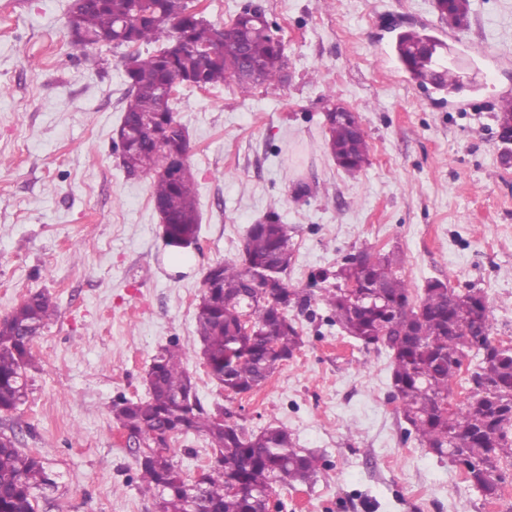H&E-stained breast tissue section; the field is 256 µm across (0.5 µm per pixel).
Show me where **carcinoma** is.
Wrapping results in <instances>:
<instances>
[{
  "label": "carcinoma",
  "mask_w": 512,
  "mask_h": 512,
  "mask_svg": "<svg viewBox=\"0 0 512 512\" xmlns=\"http://www.w3.org/2000/svg\"><path fill=\"white\" fill-rule=\"evenodd\" d=\"M192 0H71L68 28L97 45L133 48L122 56L128 85L122 122L137 133L126 146L122 167L129 176L151 178V198L166 222L165 246L187 249L198 239L200 211L189 165L173 178L162 172L166 156L187 159L189 141L175 121L164 91L174 80L209 90L235 83L247 91L283 80L284 45L268 20L243 8L224 31V49L203 51L216 27L189 12ZM450 27L467 20L469 0H442ZM447 45L425 31L400 34L395 54L410 78L448 93L462 88L459 76L442 64ZM325 139L336 163L356 176L368 163L369 145L349 117L325 125ZM295 250L274 209L248 228L241 259L218 262L206 272L195 310L201 355L212 380L228 395L260 388L304 344L288 308L309 307L310 296L284 286V297L257 298L253 271L269 267L278 276ZM403 258L364 245L336 269L312 273L323 284L329 322L363 346L382 347L391 359L392 397L419 444L453 464H470L465 481L493 503L502 494L503 460L512 458V350H498L490 306L472 288L456 292L439 281L421 294L399 274ZM54 315L49 294H29L0 319V414L18 409L28 390L34 339ZM249 316L253 331H244ZM479 358L470 373L468 397L452 402L459 363ZM178 343L162 348L146 372L147 396L121 398L114 419L138 441L142 488L153 493L157 512H185L191 488L199 490L200 512H267L278 483L306 484L319 460L296 446L288 429L266 427L250 433L231 411L209 412L183 366ZM190 430L215 449L214 461L192 481L184 479L170 456L172 440ZM52 484L43 461L22 452L14 438L0 433V512H36L35 492Z\"/></svg>",
  "instance_id": "cac0c4a2"
}]
</instances>
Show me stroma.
<instances>
[{"instance_id": "35a3bbf8", "label": "stroma", "mask_w": 512, "mask_h": 512, "mask_svg": "<svg viewBox=\"0 0 512 512\" xmlns=\"http://www.w3.org/2000/svg\"><path fill=\"white\" fill-rule=\"evenodd\" d=\"M257 2L283 40L285 80L247 94L178 88L202 221L198 247L176 259L150 178L128 177L114 147L121 50L96 47L90 68L67 31L69 0H0V317L37 291L56 305L32 345L26 402L0 415V431L56 476L36 510L155 512L112 405L145 397L153 357L175 341L206 410L230 409L249 431L285 427L320 456L312 484L276 485L281 512H512V464L488 505L406 434L386 351L331 326L310 279L364 245L397 251L414 290L433 279L480 290L494 338L512 341V165L497 119L498 96L512 93V0H470L457 28L435 0ZM421 27L456 56L460 92L419 85L397 62V35ZM336 103L370 146L354 177L325 141ZM272 209L295 249L283 279L313 297L290 311L304 344L261 388L230 398L198 353L195 308L207 269L239 259ZM171 453L189 480L214 459L193 432Z\"/></svg>"}]
</instances>
